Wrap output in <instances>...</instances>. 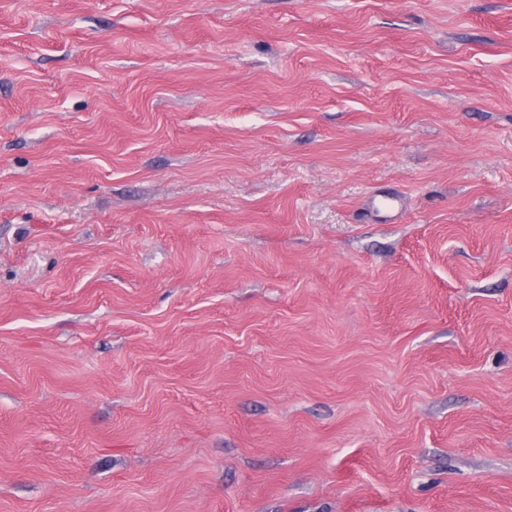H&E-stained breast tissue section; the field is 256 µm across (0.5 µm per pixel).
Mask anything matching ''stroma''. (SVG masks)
Listing matches in <instances>:
<instances>
[{"instance_id":"35a3bbf8","label":"stroma","mask_w":512,"mask_h":512,"mask_svg":"<svg viewBox=\"0 0 512 512\" xmlns=\"http://www.w3.org/2000/svg\"><path fill=\"white\" fill-rule=\"evenodd\" d=\"M0 512H512V0H0Z\"/></svg>"}]
</instances>
